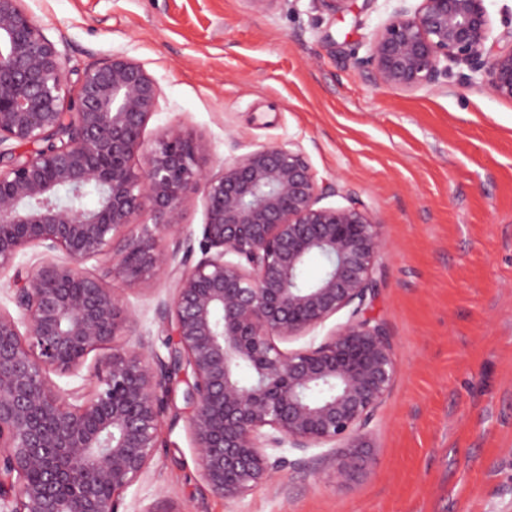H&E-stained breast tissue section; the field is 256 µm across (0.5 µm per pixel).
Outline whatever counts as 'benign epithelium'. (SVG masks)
<instances>
[{"instance_id": "obj_1", "label": "benign epithelium", "mask_w": 512, "mask_h": 512, "mask_svg": "<svg viewBox=\"0 0 512 512\" xmlns=\"http://www.w3.org/2000/svg\"><path fill=\"white\" fill-rule=\"evenodd\" d=\"M401 2L365 54L352 55L357 69L408 93L478 78L512 101V30L493 36L487 0ZM160 96L144 65L120 54L70 86L38 20L21 0H0V146H31L0 149V273L28 248L45 255L14 291L18 316L0 309V512H119L158 448L182 370L200 476L217 497L281 481L269 448H325L344 480L375 463L368 426L398 371L369 315L386 249L380 225L355 200L322 205L334 189L292 142L212 174L183 126L147 141ZM89 194L94 203L78 204ZM197 194L205 223L193 263L183 204ZM147 209L150 225L139 221ZM165 232L184 238L181 260L158 248ZM102 255V273L83 267ZM313 257L324 266L308 280ZM114 271L130 284L168 276L159 307L168 358L143 342L112 347L134 321L106 283ZM343 310L321 340L276 344ZM108 348L94 386L66 392L51 379Z\"/></svg>"}]
</instances>
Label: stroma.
I'll return each mask as SVG.
<instances>
[{"instance_id":"1","label":"stroma","mask_w":512,"mask_h":512,"mask_svg":"<svg viewBox=\"0 0 512 512\" xmlns=\"http://www.w3.org/2000/svg\"><path fill=\"white\" fill-rule=\"evenodd\" d=\"M70 80L121 54L162 94L145 129L180 124L202 165L294 142L329 205L359 200L387 248L371 313L398 365L371 428L376 463L338 480L320 448H283L284 483L227 500L200 477L183 382L148 471L119 512H512V101L476 82L405 93L350 60L398 0H23ZM109 285L135 313L117 345L167 356L161 278Z\"/></svg>"}]
</instances>
